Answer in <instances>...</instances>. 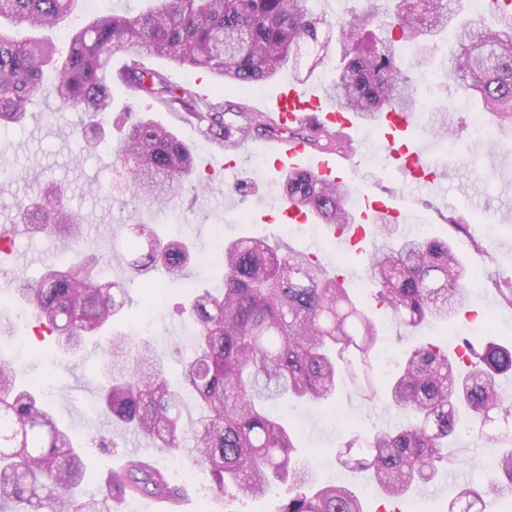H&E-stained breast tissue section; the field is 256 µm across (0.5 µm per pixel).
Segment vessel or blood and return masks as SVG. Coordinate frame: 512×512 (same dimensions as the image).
I'll use <instances>...</instances> for the list:
<instances>
[{
	"mask_svg": "<svg viewBox=\"0 0 512 512\" xmlns=\"http://www.w3.org/2000/svg\"><path fill=\"white\" fill-rule=\"evenodd\" d=\"M269 120L277 129L283 130L294 124L320 123L321 126L349 130L355 127L357 116L333 108L324 95L298 88L290 84L281 86L274 102V111ZM414 121L410 112L383 113L379 125L384 132L382 142L386 158L392 168L404 175L411 183L425 185L437 178L434 167L418 150L396 142L399 133L409 129ZM275 171L306 167L324 180L342 181L345 171L342 162L332 155H310L306 142L281 143L273 139L270 147Z\"/></svg>",
	"mask_w": 512,
	"mask_h": 512,
	"instance_id": "1",
	"label": "vessel or blood"
}]
</instances>
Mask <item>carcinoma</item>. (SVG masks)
Instances as JSON below:
<instances>
[{
  "mask_svg": "<svg viewBox=\"0 0 512 512\" xmlns=\"http://www.w3.org/2000/svg\"><path fill=\"white\" fill-rule=\"evenodd\" d=\"M78 2L0 0V24L62 30L68 43L62 52L49 37L18 41L0 30V125L25 121L31 100L45 90L59 108L80 113L78 134L88 147L99 146L101 121L112 111L106 62L118 53L126 56L118 79L128 92L187 113L203 136L226 147L276 129L244 110L238 111L242 121H226L223 103L202 98L190 84L171 83L141 59L159 56L206 70L224 91H241L283 70L296 74L304 60L313 69L332 60L326 93L337 107L372 122L381 112L415 111L416 77L402 66L400 51L416 46L421 67L430 52L423 39L450 31L455 48L448 51V80L478 97L491 133L512 130V0H483V12L461 23L449 0H394L384 10L362 0L363 10L349 18L317 15L313 0H154L136 16L98 14L72 27ZM48 71L55 78L46 90ZM427 133L446 140L457 129L443 112ZM291 136L326 151L348 148L327 130ZM115 155L125 170L124 190L133 197L161 203L186 182L203 185L191 147L145 115L127 123ZM281 180L284 202L336 229L355 223L347 186L292 169ZM63 198L56 187L20 202L26 230L52 231L69 262L47 268L40 282L24 283L15 294L32 306L33 319L62 351L76 354L87 338L99 336L111 366L99 392L100 414L158 448L178 450L190 433L212 489L226 500L262 496L279 485L285 491L276 512H363L351 489L317 480L313 466L299 460L295 431L267 411L276 400L328 401L343 378L370 381L378 328L339 274L305 251L283 250L263 238L219 244L224 289L214 293L190 284L184 313L197 334L193 355L181 362L177 389L162 371L145 373L156 358L153 344L114 329L115 319L129 316L128 291L98 276V257L84 250L80 218ZM373 229L381 244L370 253L365 276L393 320L415 329L429 319L454 318L468 300L470 279L448 242L403 237L386 214L373 217ZM112 258L137 273L161 269L173 281L185 278L192 264L210 263L185 242L162 240L149 224L123 225ZM509 372L512 348L492 341L477 348L467 340L455 359L432 343L420 345L388 381L407 423L396 430L350 427L337 462L370 472L392 498L428 485L468 452L448 450V440L467 421L489 443L512 437V412L502 409L497 395V377ZM183 389L200 409L188 431ZM85 480L72 434L43 407L38 387L23 381L22 368L1 362L0 512H111L116 494L180 495L162 471L139 459L112 471L94 494L82 492ZM507 485L511 449L494 457L484 491L460 488L445 512H484L483 494Z\"/></svg>",
  "mask_w": 512,
  "mask_h": 512,
  "instance_id": "cac0c4a2",
  "label": "carcinoma"
}]
</instances>
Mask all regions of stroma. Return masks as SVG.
<instances>
[{"label":"stroma","mask_w":512,"mask_h":512,"mask_svg":"<svg viewBox=\"0 0 512 512\" xmlns=\"http://www.w3.org/2000/svg\"><path fill=\"white\" fill-rule=\"evenodd\" d=\"M146 65L163 72L172 83H192L205 98L219 95L225 105H243L262 113L278 88L292 81L284 71L246 91L221 95L216 78L209 73L191 71L158 57L147 59ZM430 72L432 78L422 86L409 140L419 146L430 163L445 169L443 186H411L388 165L383 152L361 149V142L381 138L377 124L364 122L349 133L355 151L347 161V183L354 198L390 200L401 213L402 233L445 239L454 248L472 285L469 315L458 316L449 324L429 322L412 332L397 327L368 286L366 253L334 240L325 224H308L302 232L294 233L287 225L268 221V214L281 204L282 195L276 188L279 175L262 151L263 138H250L243 145L237 175L224 174L219 170L227 159L223 146L203 137L195 121L150 99H131L118 83L113 86V122H121L128 105L136 104L141 114L173 130L192 147L197 167L213 165L215 172L207 187L185 188L162 209L113 193L115 156L111 146L104 143L94 150L88 148L74 133L78 113L54 110L52 102L38 96L30 106L25 126L0 130V226L18 223V202L39 195L44 184L66 188V202L82 222L85 249L100 256L103 276L127 284L133 307L140 313L135 322H118V329L149 339L162 353L166 376L172 381L180 371L179 357L193 352L195 326L177 312L178 306L188 301L189 293L165 284L160 272L138 276L112 260V241L125 224L158 225L165 239L191 240L207 254L213 251L216 239L242 234L269 237L283 246L314 253L327 271L344 273L345 287L360 298L377 323L380 335L376 350L384 361L394 360L415 344L427 341L447 349L452 357L459 353L465 337L512 341V307L504 305L489 285L493 278L512 279V189L503 190L500 181L501 174L512 176V143L503 144L491 136L475 137L472 127L479 117L480 104L458 93L440 64H433ZM443 109L460 126L458 137L439 142L423 136L421 124ZM31 170L39 171V181L27 179ZM453 215L465 216V223L451 224L449 218ZM65 260L64 252L44 237L24 231L13 236L11 249L0 252V360L23 362L28 378L45 384L54 418L73 428L83 442L90 486H98L110 469L123 464L122 449L140 446L148 449L152 463L166 470L180 488L182 512H274L281 491L236 502L224 500L211 490L209 470L190 450L173 453L155 447L150 439L100 417L96 396L104 373L98 346L87 344L80 356L68 358L58 354L52 336H37L33 325L18 324L14 306L5 302L9 288L24 280H38L46 267L61 265ZM275 411L287 414L296 428L318 480L356 489L366 512H375L381 490L367 474L337 464L335 454L345 439L346 422L391 428L404 424V414L388 406L384 393L368 401L348 386L335 411L306 405H279ZM456 443L468 449L460 471L467 473L472 487L481 488L492 457L486 440L477 432L464 431ZM455 493L443 473L429 487L405 496L400 508L402 512H441Z\"/></svg>","instance_id":"1"}]
</instances>
